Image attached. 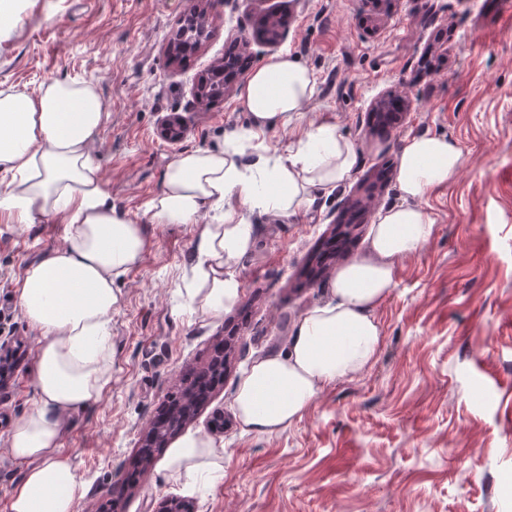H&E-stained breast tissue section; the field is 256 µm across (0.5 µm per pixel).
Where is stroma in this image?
Returning a JSON list of instances; mask_svg holds the SVG:
<instances>
[{
  "mask_svg": "<svg viewBox=\"0 0 512 512\" xmlns=\"http://www.w3.org/2000/svg\"><path fill=\"white\" fill-rule=\"evenodd\" d=\"M188 2L32 0L0 42V88L33 90L55 77L97 83L107 118L92 154L114 204L147 233L142 262L114 284L123 302L112 314L111 380L97 402L70 414L61 440L85 484L75 512H97L98 485L113 488L112 512H154L172 496L195 512H512V0H382L376 11L357 0H271L287 36L278 47L251 39L252 66L288 50L317 88L299 120L254 139L247 157L331 124L357 163L340 187L289 217L247 213L253 244L230 268L239 296L218 318L193 312L179 293L193 225L153 224L145 209L181 152L223 146L225 134L247 127L235 94L201 109L191 100L198 78L265 5L219 0L210 38L175 63L167 43ZM390 91L411 106L382 126L371 105ZM172 113L185 125L175 144L160 135ZM423 133L457 140L462 163L450 185L421 201L433 233L398 261L396 286L375 311L377 362L324 386L285 431L243 433L238 380L256 358L286 352L300 318L330 300L337 270L365 253L378 212L402 203L399 153ZM63 230L53 219L0 223V334L24 349L0 390V512L24 472L7 438L36 400L39 336L14 283L62 244ZM224 337V380L183 428L223 446V481L170 480L165 447L135 472L143 429ZM218 408L224 430L213 435Z\"/></svg>",
  "mask_w": 512,
  "mask_h": 512,
  "instance_id": "1",
  "label": "stroma"
}]
</instances>
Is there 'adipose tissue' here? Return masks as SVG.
Wrapping results in <instances>:
<instances>
[{"instance_id": "obj_1", "label": "adipose tissue", "mask_w": 512, "mask_h": 512, "mask_svg": "<svg viewBox=\"0 0 512 512\" xmlns=\"http://www.w3.org/2000/svg\"><path fill=\"white\" fill-rule=\"evenodd\" d=\"M315 89L313 73L296 58L271 57L239 89L249 127L231 132L223 147L180 153L147 204L151 223L195 225L185 292L189 305L209 317H220L238 298L230 268L251 246L245 211L290 215L353 171V145L323 124L286 151L241 161L245 141L288 127ZM105 116L89 82L51 78L32 91L0 89V219L27 225L51 218L65 226L63 245L16 280L19 308L40 339L36 404L7 441L9 457L25 466L9 512H75L84 487L60 451L61 439L68 415L98 401L111 379L112 314L122 301L113 283L146 251L145 226L113 204L92 159ZM461 162L451 138L425 133L406 141L398 164L404 204L379 212L366 254L337 271L333 302L302 317L290 351L257 360L240 379L233 406L244 431L281 433L325 385L374 364L382 340L374 312L395 286L398 261L419 252L432 234L433 222L416 201L451 182ZM221 459L211 439L189 434L163 468L187 485L217 481Z\"/></svg>"}]
</instances>
